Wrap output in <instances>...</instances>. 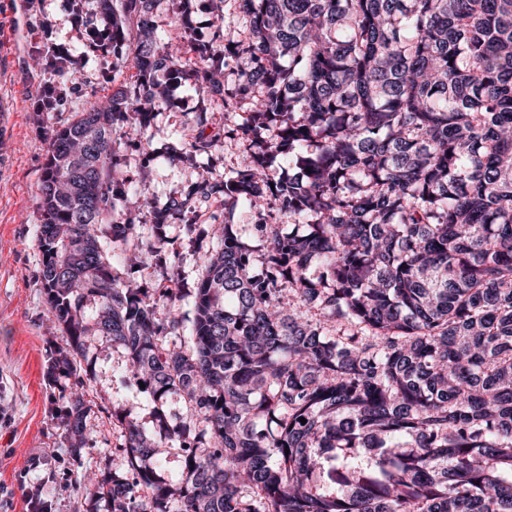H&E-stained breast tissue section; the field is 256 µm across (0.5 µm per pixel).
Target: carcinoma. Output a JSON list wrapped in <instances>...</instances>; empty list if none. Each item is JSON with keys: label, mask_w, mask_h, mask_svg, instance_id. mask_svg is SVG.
I'll use <instances>...</instances> for the list:
<instances>
[{"label": "carcinoma", "mask_w": 512, "mask_h": 512, "mask_svg": "<svg viewBox=\"0 0 512 512\" xmlns=\"http://www.w3.org/2000/svg\"><path fill=\"white\" fill-rule=\"evenodd\" d=\"M133 73L53 130L39 183L41 283L76 371L86 339L124 351L154 434L122 428V471L88 498L112 512H512V0H240L239 38L159 41L162 0H103ZM242 123L249 154L151 208L220 240L190 296V351L169 348L178 280L149 291L130 257L141 210L113 125H150L155 73ZM246 204L255 250L207 203ZM127 271L120 276L117 266ZM93 313H84V303ZM164 308L166 317H157ZM71 397L67 431L91 407ZM177 396L196 432L171 425ZM306 423H301L300 418ZM181 457L164 476L159 449Z\"/></svg>", "instance_id": "cac0c4a2"}]
</instances>
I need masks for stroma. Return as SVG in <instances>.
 I'll use <instances>...</instances> for the list:
<instances>
[{"label":"stroma","instance_id":"obj_1","mask_svg":"<svg viewBox=\"0 0 512 512\" xmlns=\"http://www.w3.org/2000/svg\"><path fill=\"white\" fill-rule=\"evenodd\" d=\"M4 28L13 29L15 37L8 55L0 59V98L14 106L7 156L0 161V408L7 413L0 420V501L9 512H27L29 499L36 495L51 503L52 512H88L81 480L86 475L96 481L111 478L113 455L122 442L113 415L133 419L148 431L153 406L129 383L124 353L100 337L88 339L87 386H79L56 361L66 341L40 279L38 184L48 156V130L63 122L67 112L81 110L87 96L73 98L64 113L33 111L32 95L50 78L37 52L42 33L20 4L13 12L0 13ZM198 102L194 87L183 83L140 138L115 134L122 169L140 198L162 202L196 180L195 168L168 163L166 156L181 151ZM167 237L161 274L193 288L215 240H190L177 219L169 223ZM82 388L93 405L77 456L65 421L71 397Z\"/></svg>","mask_w":512,"mask_h":512}]
</instances>
